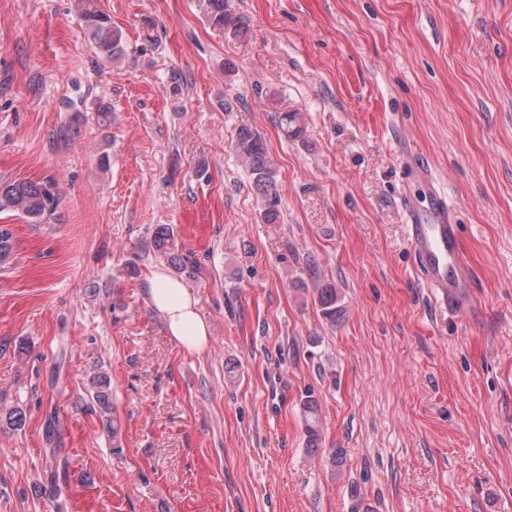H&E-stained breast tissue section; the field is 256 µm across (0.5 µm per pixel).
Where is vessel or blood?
<instances>
[{
    "mask_svg": "<svg viewBox=\"0 0 512 512\" xmlns=\"http://www.w3.org/2000/svg\"><path fill=\"white\" fill-rule=\"evenodd\" d=\"M406 232L415 257V271L435 300L448 311L469 306L472 275L461 248V226L446 197L431 191L427 208L405 198Z\"/></svg>",
    "mask_w": 512,
    "mask_h": 512,
    "instance_id": "b4317fda",
    "label": "vessel or blood"
}]
</instances>
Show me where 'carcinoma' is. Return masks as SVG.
<instances>
[{"instance_id": "carcinoma-1", "label": "carcinoma", "mask_w": 512, "mask_h": 512, "mask_svg": "<svg viewBox=\"0 0 512 512\" xmlns=\"http://www.w3.org/2000/svg\"><path fill=\"white\" fill-rule=\"evenodd\" d=\"M77 10L101 59L113 64L122 62L125 58L123 32L112 25L111 16L98 8L96 0H77ZM203 10L207 22L223 33L234 38H242L247 34L248 23L235 11L232 0H203ZM280 123L287 136L294 139L302 136L303 129L299 125L297 113H283ZM232 147L247 169L253 188L264 202V220L276 221L279 216L276 170L261 135L249 126H240L232 138ZM58 206V194L51 181L32 182L20 179L0 185V215L19 216L30 224H50L57 220ZM13 246L12 229L7 224H0V264L7 263L12 258ZM154 246L171 256V262L177 261L178 247L174 234L168 228L161 226L156 229ZM317 302L323 318L332 325L336 324L343 312L336 286L326 284L317 289ZM91 386V398L98 407L102 427L115 437L119 433L120 425L112 414L110 378L97 372L91 378ZM303 413L305 432L309 442L314 445L319 424L315 402L305 401Z\"/></svg>"}]
</instances>
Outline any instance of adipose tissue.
I'll list each match as a JSON object with an SVG mask.
<instances>
[{
    "label": "adipose tissue",
    "instance_id": "obj_1",
    "mask_svg": "<svg viewBox=\"0 0 512 512\" xmlns=\"http://www.w3.org/2000/svg\"><path fill=\"white\" fill-rule=\"evenodd\" d=\"M145 288L151 306L164 314L167 330L178 344L189 350L207 344L208 327L188 288L160 267L151 271Z\"/></svg>",
    "mask_w": 512,
    "mask_h": 512
}]
</instances>
